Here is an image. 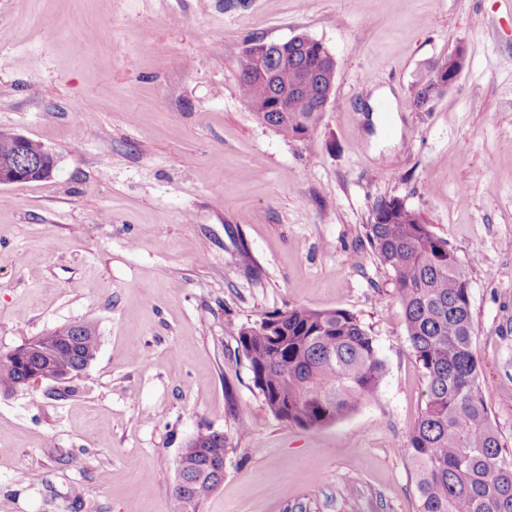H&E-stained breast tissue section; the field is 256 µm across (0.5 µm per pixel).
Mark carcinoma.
<instances>
[{
    "label": "carcinoma",
    "instance_id": "1",
    "mask_svg": "<svg viewBox=\"0 0 512 512\" xmlns=\"http://www.w3.org/2000/svg\"><path fill=\"white\" fill-rule=\"evenodd\" d=\"M306 35L280 50L278 63L301 73L309 65ZM241 95L255 116L300 141L317 134L323 113L296 102L270 111L272 84L244 50L238 58ZM365 237L380 263L394 274L416 363L426 378L425 408L409 432L404 453L418 474L420 512H512V458L494 431L477 381L474 328L463 265L414 211L395 198L379 201ZM238 349L254 386L275 417L305 428L320 427L354 411L374 395L384 373L374 338L345 309L317 311L292 306L267 313L253 325H233ZM92 324L55 331L45 368L79 375L98 347ZM25 380L9 360L0 365V392ZM224 434L198 431L176 465L171 512H202L223 481Z\"/></svg>",
    "mask_w": 512,
    "mask_h": 512
}]
</instances>
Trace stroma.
<instances>
[{
    "label": "stroma",
    "mask_w": 512,
    "mask_h": 512,
    "mask_svg": "<svg viewBox=\"0 0 512 512\" xmlns=\"http://www.w3.org/2000/svg\"><path fill=\"white\" fill-rule=\"evenodd\" d=\"M300 35L336 62L311 142L254 116L237 66ZM459 46L460 78L417 108ZM0 132L57 160L0 186V352L75 321L99 336L72 396L0 393V512H169L205 428L227 443L202 512H419L403 449L426 380L364 233L390 198L466 270L512 451V0H0ZM291 306L353 313L385 364L334 423L276 418L230 331Z\"/></svg>",
    "instance_id": "stroma-1"
}]
</instances>
